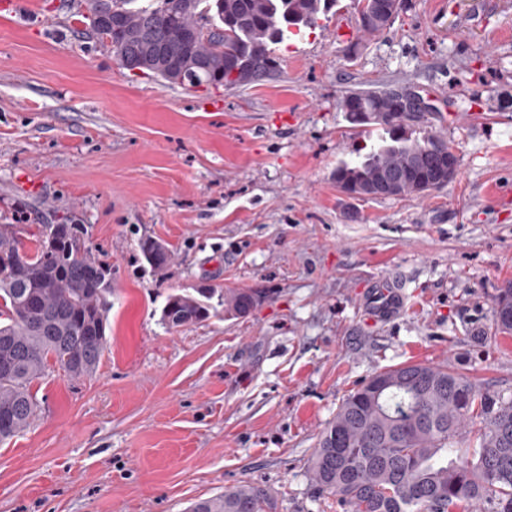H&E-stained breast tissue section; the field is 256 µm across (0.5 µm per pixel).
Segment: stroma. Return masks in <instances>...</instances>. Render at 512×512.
<instances>
[{
    "label": "stroma",
    "instance_id": "obj_1",
    "mask_svg": "<svg viewBox=\"0 0 512 512\" xmlns=\"http://www.w3.org/2000/svg\"><path fill=\"white\" fill-rule=\"evenodd\" d=\"M16 2L0 9V224L85 225L112 294L96 370L50 368L0 443V512H185L244 480L274 512H341L308 460L372 373L447 364L512 393V335L491 318L512 281V0H404L378 36L338 0L275 46L273 77L197 88L80 34L86 0ZM375 87L441 89L424 128L459 157L447 187H337L370 138L337 102ZM391 271L409 308L370 324L360 292ZM199 288L210 318L167 330V296ZM229 288L261 301L225 317Z\"/></svg>",
    "mask_w": 512,
    "mask_h": 512
}]
</instances>
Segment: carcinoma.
Instances as JSON below:
<instances>
[{"label":"carcinoma","mask_w":512,"mask_h":512,"mask_svg":"<svg viewBox=\"0 0 512 512\" xmlns=\"http://www.w3.org/2000/svg\"><path fill=\"white\" fill-rule=\"evenodd\" d=\"M336 0H87V28L116 60L137 56L140 70L188 87L237 86L278 70L272 46L319 20ZM402 0H368L376 16L397 18ZM166 52L165 69L153 63ZM350 124L380 131L366 153L336 167L340 189L364 185L378 175L398 176L393 196L420 193L418 186L443 182L448 142L433 133L416 135L424 117L396 111L394 92L355 91L338 103ZM82 224H0V257L11 259L0 276V441L23 431L37 403L30 384L49 365L68 376L87 375L106 344V296L112 268L91 245ZM144 259L160 268L168 250L144 239ZM213 292L173 293L161 320L170 330L211 316ZM259 301L251 291L224 292V315L248 313ZM512 303V282L499 290L493 323L512 333L499 306ZM477 419L476 445H464L462 429ZM310 482L336 498L346 512H458L468 503L479 512H512V396L487 395L463 373L446 365L405 364L374 372L339 405L323 430L308 469ZM267 489L243 482L196 502L190 512H271Z\"/></svg>","instance_id":"carcinoma-1"}]
</instances>
